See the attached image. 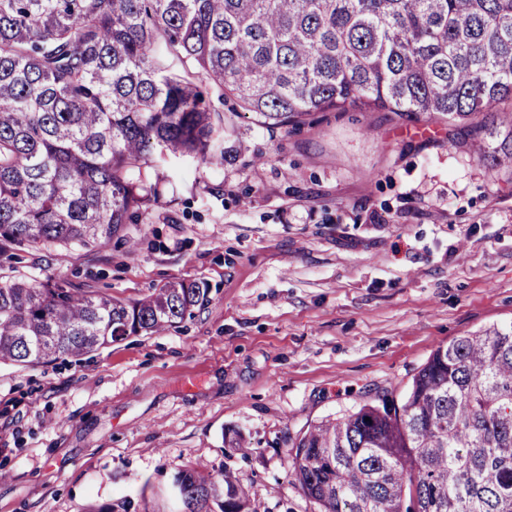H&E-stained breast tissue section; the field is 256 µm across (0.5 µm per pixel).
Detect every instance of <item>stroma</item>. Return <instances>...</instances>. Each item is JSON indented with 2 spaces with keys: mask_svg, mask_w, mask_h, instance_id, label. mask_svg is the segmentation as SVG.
Returning a JSON list of instances; mask_svg holds the SVG:
<instances>
[{
  "mask_svg": "<svg viewBox=\"0 0 512 512\" xmlns=\"http://www.w3.org/2000/svg\"><path fill=\"white\" fill-rule=\"evenodd\" d=\"M205 100L225 117L223 164L154 156L160 201L107 245L0 261L2 280L76 295L203 291L167 330L0 364V512H182L173 477L193 467L235 473L250 512H322L292 440L512 322V181L447 126L350 108L268 130ZM236 431L247 453L228 448Z\"/></svg>",
  "mask_w": 512,
  "mask_h": 512,
  "instance_id": "35a3bbf8",
  "label": "stroma"
}]
</instances>
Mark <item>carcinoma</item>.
Segmentation results:
<instances>
[{
  "mask_svg": "<svg viewBox=\"0 0 512 512\" xmlns=\"http://www.w3.org/2000/svg\"><path fill=\"white\" fill-rule=\"evenodd\" d=\"M261 127L386 111L453 130L512 176V0H0V258L101 247L155 204L154 153L224 161L202 87ZM200 288L129 303L0 282V362L78 357L169 328ZM324 512H512V322L437 348L406 392L291 445ZM186 512H249L230 472L176 474Z\"/></svg>",
  "mask_w": 512,
  "mask_h": 512,
  "instance_id": "1",
  "label": "carcinoma"
}]
</instances>
